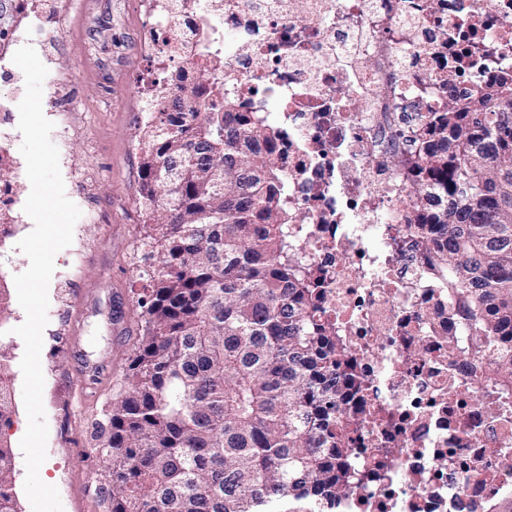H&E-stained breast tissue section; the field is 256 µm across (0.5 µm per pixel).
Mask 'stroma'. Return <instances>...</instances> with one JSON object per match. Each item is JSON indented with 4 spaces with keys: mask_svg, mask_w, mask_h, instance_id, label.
<instances>
[{
    "mask_svg": "<svg viewBox=\"0 0 512 512\" xmlns=\"http://www.w3.org/2000/svg\"><path fill=\"white\" fill-rule=\"evenodd\" d=\"M66 9V24L49 48L43 93L51 95L52 78L66 80L72 109L49 113L55 125L51 139L67 197L76 196L75 174H87L93 209L82 213L72 244L56 255L48 288L41 365L49 434L40 475L58 488L64 512H104L93 432L140 332L136 298L147 282L139 273L153 264L139 246L145 215L138 132L155 72L135 36L143 25L136 0H67ZM63 126L69 137H61ZM14 216L8 235L0 237V287L12 297L8 319L0 321V363L12 378L13 395L0 443L13 453L19 508L31 512L19 446L27 426L20 369L24 345L13 329L25 319L14 299V277L28 266L18 243L33 222L19 206Z\"/></svg>",
    "mask_w": 512,
    "mask_h": 512,
    "instance_id": "35a3bbf8",
    "label": "stroma"
}]
</instances>
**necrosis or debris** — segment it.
Listing matches in <instances>:
<instances>
[{
    "instance_id": "obj_1",
    "label": "necrosis or debris",
    "mask_w": 512,
    "mask_h": 512,
    "mask_svg": "<svg viewBox=\"0 0 512 512\" xmlns=\"http://www.w3.org/2000/svg\"><path fill=\"white\" fill-rule=\"evenodd\" d=\"M157 69L208 64L239 111L280 130L318 312L346 350L359 486L338 512H489L512 493V383L451 349L460 330L408 216L420 116L512 71V0H140ZM20 0L0 60L58 30ZM220 50L190 55L202 27Z\"/></svg>"
}]
</instances>
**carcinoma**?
Segmentation results:
<instances>
[{"label": "carcinoma", "instance_id": "cac0c4a2", "mask_svg": "<svg viewBox=\"0 0 512 512\" xmlns=\"http://www.w3.org/2000/svg\"><path fill=\"white\" fill-rule=\"evenodd\" d=\"M170 84L140 126L141 246L157 258L138 296L142 330L95 423L105 512H333L357 492L341 462L355 425L347 356L316 315L288 205L278 136L238 112L206 66ZM420 127L410 223L467 349L512 378V112L468 98ZM12 383L0 364V424ZM0 512H18L0 445Z\"/></svg>", "mask_w": 512, "mask_h": 512}]
</instances>
